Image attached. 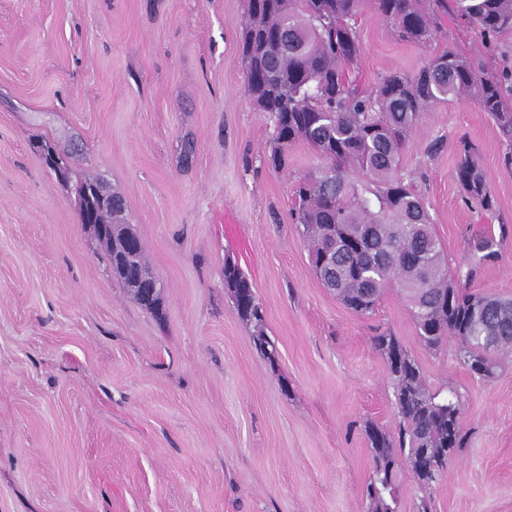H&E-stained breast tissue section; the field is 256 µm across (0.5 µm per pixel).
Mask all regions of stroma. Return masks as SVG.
<instances>
[{
    "instance_id": "stroma-1",
    "label": "stroma",
    "mask_w": 512,
    "mask_h": 512,
    "mask_svg": "<svg viewBox=\"0 0 512 512\" xmlns=\"http://www.w3.org/2000/svg\"><path fill=\"white\" fill-rule=\"evenodd\" d=\"M246 0H0V512H368L365 424L394 427V389L373 338L392 333L430 389L464 400L463 448L432 512H512V353L494 378L459 364L456 340L418 339L400 288L372 314L313 272L291 220L318 163L303 142L274 169L272 125L246 94ZM426 43L372 8L348 77L366 92L480 39L440 14ZM476 150L494 199L468 205L455 165ZM49 145L68 174L50 170ZM453 268L512 298V144L463 97L424 112L404 150ZM101 181L126 203L164 317L112 278L75 193ZM493 241L492 257L474 245ZM252 281L278 358L252 341L224 288Z\"/></svg>"
}]
</instances>
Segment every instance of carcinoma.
Segmentation results:
<instances>
[{
  "instance_id": "1",
  "label": "carcinoma",
  "mask_w": 512,
  "mask_h": 512,
  "mask_svg": "<svg viewBox=\"0 0 512 512\" xmlns=\"http://www.w3.org/2000/svg\"><path fill=\"white\" fill-rule=\"evenodd\" d=\"M444 4L478 29L490 51L500 50L502 37L512 33V0H248L241 32L246 92L272 122L274 168L288 167L284 148L295 142L307 143L318 155L320 165L297 182L298 204L291 217L308 241L311 265L327 249L335 250L336 295L346 304L360 302L369 315L383 288L398 285L407 293L418 335L428 337L425 347L436 349L453 336L459 361L468 366L479 359L492 376L496 353L512 351V299L472 293L461 286V271L449 273L426 203L401 173V155L430 106L463 95L492 113L512 140V111L505 104L512 96V70L495 74L483 54L450 48L413 74L383 77L367 95L345 75L362 53L356 20L365 6L402 39L424 43ZM456 176L466 199L491 209L493 197L468 143L458 152ZM123 213V198L112 195L114 258L124 250ZM112 278L143 309L163 317V297L145 301L129 274L115 265ZM224 288L252 327L255 348L275 363L276 347L259 316L253 284L231 261L224 263ZM375 344L387 360L411 361L390 334L376 336ZM390 380L399 406L395 432L386 434L373 425L365 429L374 462L366 486L371 512H397V461L415 456L421 442L435 450L446 443L450 454L464 444L460 427L448 439V415L463 414L459 392L439 396L419 370L408 379L392 374ZM425 468L416 464L412 472L427 491L442 477L426 474Z\"/></svg>"
}]
</instances>
